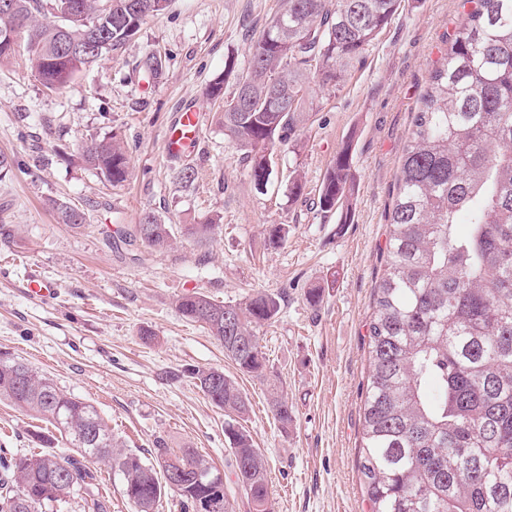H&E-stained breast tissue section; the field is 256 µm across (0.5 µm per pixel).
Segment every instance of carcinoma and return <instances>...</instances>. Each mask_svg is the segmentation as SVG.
<instances>
[{"instance_id":"obj_1","label":"carcinoma","mask_w":512,"mask_h":512,"mask_svg":"<svg viewBox=\"0 0 512 512\" xmlns=\"http://www.w3.org/2000/svg\"><path fill=\"white\" fill-rule=\"evenodd\" d=\"M79 5L70 14L72 4ZM0 60L26 42L41 85L67 87L82 69L117 52L169 0H0ZM398 0H282L251 48L236 87L209 85L223 100L220 123L245 155L257 190L270 183L268 161L304 121L298 88L311 74L335 87L392 21ZM84 161L109 183L126 180L123 142L105 137L86 148ZM349 148L336 155L320 190V206L348 224L354 193ZM385 270L374 291L368 327L370 371L364 401L360 471L371 512H512V0H479L451 37L448 57L430 76L397 174ZM59 223L74 229L77 206L52 202ZM468 218L464 236L456 232ZM147 244L163 248L170 226L152 214ZM185 234L211 240L214 224H187ZM228 303L202 294L176 300L179 314L203 324L224 344L238 369L265 376L256 328L272 320L279 298L258 293L235 303L231 332L215 316ZM208 400L228 413L225 423L238 487L253 512H272L266 463L241 420L248 397L218 368L190 372ZM0 401L50 424L80 450L0 448V512H29L67 504L84 494L88 512H108L94 494L88 464L109 461L121 472L124 495L136 512H156L169 489L173 460L219 472L195 448L157 449L151 463L123 449L88 402L63 393L26 364L0 358ZM283 429L292 410L272 400ZM195 512L202 490L190 481L177 490Z\"/></svg>"}]
</instances>
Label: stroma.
Returning <instances> with one entry per match:
<instances>
[{
  "instance_id": "obj_1",
  "label": "stroma",
  "mask_w": 512,
  "mask_h": 512,
  "mask_svg": "<svg viewBox=\"0 0 512 512\" xmlns=\"http://www.w3.org/2000/svg\"><path fill=\"white\" fill-rule=\"evenodd\" d=\"M281 0H170L114 57L46 91L24 53L0 61V357L21 360L63 392L92 404L126 449L152 457L156 443L191 446L224 474L232 512H252L235 482L225 416L189 376L219 368L251 402L246 422L266 460L272 512H370L358 469L369 376L372 292L384 272L395 174L419 97L464 18L463 0H400L391 24L340 85L311 79L308 119L273 155L266 191L218 123L207 96L223 79L233 90L254 40ZM157 56L162 70L144 67ZM203 126L193 149L172 157L169 129L182 107ZM124 142L129 175L112 185L81 159L109 135ZM349 148L355 192L351 223L318 204L322 180ZM193 166L197 180L179 172ZM300 179V196L289 194ZM87 214L79 229L58 223L52 201ZM171 225L168 247L119 245L145 213ZM214 224L198 243L188 224ZM286 237L272 242L275 228ZM55 284L45 302L25 282ZM318 302H310L311 289ZM263 291L280 298L257 329L272 384L241 373L201 324L184 319L179 296L203 293L240 303ZM150 330L153 342H143ZM284 394L292 421L281 428L269 403ZM45 422L0 402V448L33 447Z\"/></svg>"
}]
</instances>
